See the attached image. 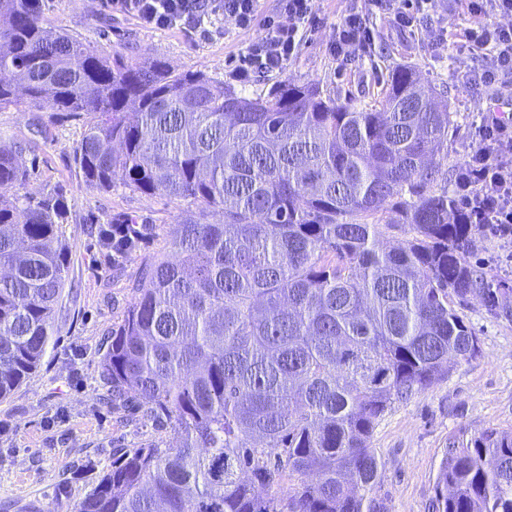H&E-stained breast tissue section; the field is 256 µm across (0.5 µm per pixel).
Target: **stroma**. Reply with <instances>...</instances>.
<instances>
[{"instance_id":"1","label":"stroma","mask_w":512,"mask_h":512,"mask_svg":"<svg viewBox=\"0 0 512 512\" xmlns=\"http://www.w3.org/2000/svg\"><path fill=\"white\" fill-rule=\"evenodd\" d=\"M350 6L351 0H317L315 31L283 75L363 104L392 69L411 66L428 93L444 94L454 114L448 165L456 167L480 123L483 97L482 88L466 80L489 56L456 39L467 16L455 10L453 0H444L439 17L422 18L414 29L400 27L391 14L375 13L370 55L344 66L328 45ZM45 20L100 52L137 64L162 60L177 72L201 70L251 98L266 95L279 78L238 81L240 59L260 30L240 29L221 16L202 30L147 29L113 11L112 0H49ZM82 133L81 120L24 96L0 109V138L22 147L27 192L40 196L60 187L66 193L63 231L70 259L54 319L56 346L30 379L0 401V512H75L110 466L113 451L171 436L138 415L121 421L119 411L102 402L99 348L121 322L144 266L200 206L120 183L109 191L87 187L74 162ZM128 220L140 238L123 257L113 258L101 231L107 223ZM475 239L472 264L483 268L494 287L512 289V240L482 230ZM457 312L479 337L480 356L451 361L431 387L394 402L372 434L379 468L368 496L386 512H434L436 476L449 443L487 430L512 433V317H494L476 298Z\"/></svg>"}]
</instances>
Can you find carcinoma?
Wrapping results in <instances>:
<instances>
[{
  "label": "carcinoma",
  "instance_id": "obj_1",
  "mask_svg": "<svg viewBox=\"0 0 512 512\" xmlns=\"http://www.w3.org/2000/svg\"><path fill=\"white\" fill-rule=\"evenodd\" d=\"M87 122L86 186L191 198L101 357L121 398L168 425L112 454L76 512H383L365 491L375 425L479 338L454 304L512 314L469 261L477 225L448 194L453 113L413 69L369 104L287 78L248 98L203 71L130 64L46 25L43 0H0V109L19 95ZM0 140V399L53 347L69 259L64 193L24 191ZM398 230L390 250L378 237ZM315 472L287 503L285 479ZM435 512H512V433L450 444Z\"/></svg>",
  "mask_w": 512,
  "mask_h": 512
}]
</instances>
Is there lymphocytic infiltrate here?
<instances>
[{"instance_id": "obj_1", "label": "lymphocytic infiltrate", "mask_w": 512, "mask_h": 512, "mask_svg": "<svg viewBox=\"0 0 512 512\" xmlns=\"http://www.w3.org/2000/svg\"><path fill=\"white\" fill-rule=\"evenodd\" d=\"M440 0H368V10L351 7L336 28L331 54L347 65L370 53L374 41L372 10L393 14L405 28L422 15L437 14ZM470 21L457 35L470 48L489 49L476 80L486 96L482 119L469 144L462 201L471 223L496 235L512 237V98L502 88L512 78V0H455ZM277 13L262 15L260 0H112L116 9L137 17L148 28H198L210 16L224 15L243 29L261 26L249 44L241 76L282 71L311 33L315 0H278Z\"/></svg>"}]
</instances>
